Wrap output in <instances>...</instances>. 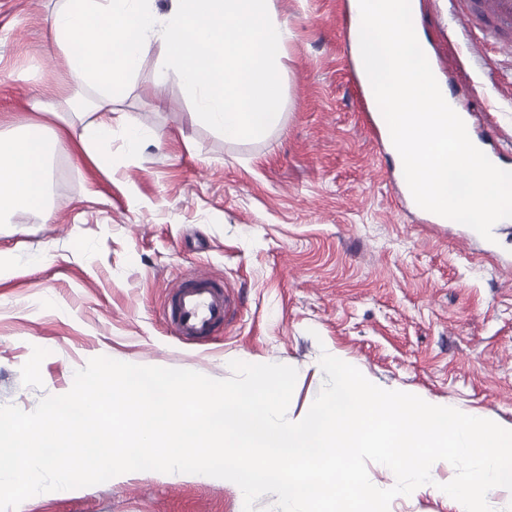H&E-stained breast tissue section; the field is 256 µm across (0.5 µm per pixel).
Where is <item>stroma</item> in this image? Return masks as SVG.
I'll use <instances>...</instances> for the list:
<instances>
[{"label":"stroma","instance_id":"obj_1","mask_svg":"<svg viewBox=\"0 0 512 512\" xmlns=\"http://www.w3.org/2000/svg\"><path fill=\"white\" fill-rule=\"evenodd\" d=\"M344 0H273L288 28L280 60L282 125L225 140L196 120L177 75L154 82L160 39L114 96L112 166L48 162L40 210L0 222V405L33 411L107 356L214 379L230 361L297 371L288 419L308 412L322 353L382 388L423 395L512 428V225L488 248L467 226L425 223L366 113L342 35ZM421 24L448 90L478 83L474 122L512 164V34L487 33L475 0H420ZM65 0H0V119L10 129L60 121L30 111L42 91L94 96L67 69L49 22ZM167 131L126 146L129 123ZM223 281L226 330L177 337L166 294L185 272ZM222 479L138 471L20 512H239Z\"/></svg>","mask_w":512,"mask_h":512}]
</instances>
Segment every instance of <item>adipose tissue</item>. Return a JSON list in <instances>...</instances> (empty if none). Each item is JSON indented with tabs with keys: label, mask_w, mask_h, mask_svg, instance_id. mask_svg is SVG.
<instances>
[{
	"label": "adipose tissue",
	"mask_w": 512,
	"mask_h": 512,
	"mask_svg": "<svg viewBox=\"0 0 512 512\" xmlns=\"http://www.w3.org/2000/svg\"><path fill=\"white\" fill-rule=\"evenodd\" d=\"M156 17L148 0H68L50 21L54 43L68 52V68L99 88L93 101L94 121L84 124L78 140L97 167L112 165L113 92L134 74L150 49ZM113 50L111 64L100 57ZM59 134L28 124L21 137L0 133V218L17 208L42 206L50 156L62 150Z\"/></svg>",
	"instance_id": "obj_1"
}]
</instances>
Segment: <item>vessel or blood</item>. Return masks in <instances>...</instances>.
Instances as JSON below:
<instances>
[{
    "label": "vessel or blood",
    "instance_id": "b4317fda",
    "mask_svg": "<svg viewBox=\"0 0 512 512\" xmlns=\"http://www.w3.org/2000/svg\"><path fill=\"white\" fill-rule=\"evenodd\" d=\"M485 7L498 31L512 29V0H487ZM228 299L222 282L202 275L184 277L165 301L163 315L173 332L201 341L227 322Z\"/></svg>",
    "mask_w": 512,
    "mask_h": 512
}]
</instances>
